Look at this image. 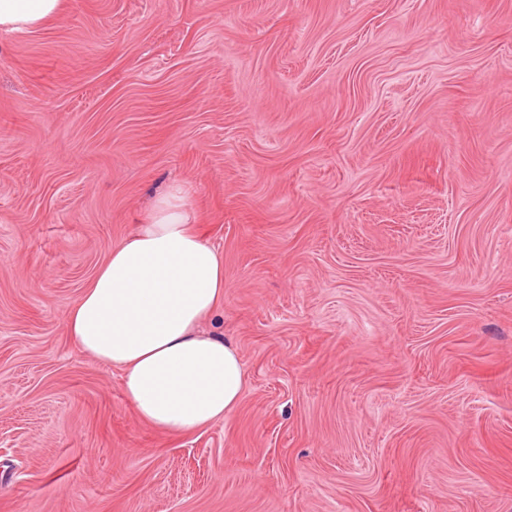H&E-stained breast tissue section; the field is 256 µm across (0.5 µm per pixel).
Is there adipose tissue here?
Returning <instances> with one entry per match:
<instances>
[{
    "label": "adipose tissue",
    "instance_id": "adipose-tissue-1",
    "mask_svg": "<svg viewBox=\"0 0 512 512\" xmlns=\"http://www.w3.org/2000/svg\"><path fill=\"white\" fill-rule=\"evenodd\" d=\"M66 5L0 0V31L41 28ZM223 300L224 257L195 229L178 183L112 246L65 328L84 353L121 370L142 420L182 434L223 420L245 386L237 348L202 327Z\"/></svg>",
    "mask_w": 512,
    "mask_h": 512
}]
</instances>
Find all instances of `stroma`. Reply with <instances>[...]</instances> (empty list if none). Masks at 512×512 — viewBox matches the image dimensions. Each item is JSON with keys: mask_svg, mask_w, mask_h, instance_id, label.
Masks as SVG:
<instances>
[{"mask_svg": "<svg viewBox=\"0 0 512 512\" xmlns=\"http://www.w3.org/2000/svg\"><path fill=\"white\" fill-rule=\"evenodd\" d=\"M174 182L246 371L180 435L64 325ZM0 512H512V0L0 32Z\"/></svg>", "mask_w": 512, "mask_h": 512, "instance_id": "1", "label": "stroma"}]
</instances>
